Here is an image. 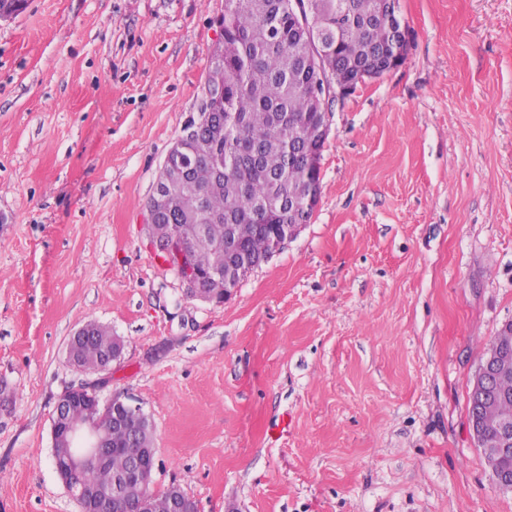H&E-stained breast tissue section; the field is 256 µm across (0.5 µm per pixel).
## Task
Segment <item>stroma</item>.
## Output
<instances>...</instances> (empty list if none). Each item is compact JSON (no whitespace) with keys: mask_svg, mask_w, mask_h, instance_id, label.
Returning <instances> with one entry per match:
<instances>
[{"mask_svg":"<svg viewBox=\"0 0 512 512\" xmlns=\"http://www.w3.org/2000/svg\"><path fill=\"white\" fill-rule=\"evenodd\" d=\"M224 0H26L0 21V512H79L52 416L85 321L101 395L200 512H512L468 423L512 321V0H399L401 67L329 106L309 224L215 304L154 258L147 201ZM88 322L91 327L90 336H87L84 341H79L76 354L73 357L74 362L80 369L90 371L96 367L99 361L101 362L104 357L112 353L96 370L86 374L109 373L112 364L121 361L124 348L120 340L117 341L116 346L112 345L113 333L109 327L96 321Z\"/></svg>","mask_w":512,"mask_h":512,"instance_id":"35a3bbf8","label":"stroma"}]
</instances>
